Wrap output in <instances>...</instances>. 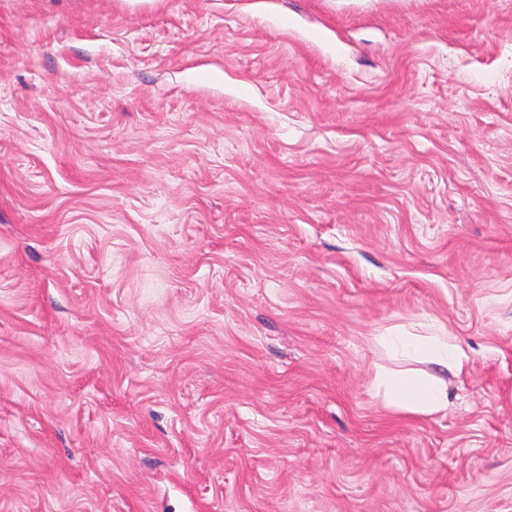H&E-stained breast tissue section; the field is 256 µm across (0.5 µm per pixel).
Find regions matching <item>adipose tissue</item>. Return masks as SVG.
<instances>
[{"label":"adipose tissue","mask_w":512,"mask_h":512,"mask_svg":"<svg viewBox=\"0 0 512 512\" xmlns=\"http://www.w3.org/2000/svg\"><path fill=\"white\" fill-rule=\"evenodd\" d=\"M385 344L402 356L464 371L469 357L448 336H388ZM376 385L387 406L401 412L433 415L446 410L451 394L442 380L411 372L396 377L377 374Z\"/></svg>","instance_id":"adipose-tissue-1"}]
</instances>
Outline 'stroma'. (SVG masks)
<instances>
[{"instance_id": "35a3bbf8", "label": "stroma", "mask_w": 512, "mask_h": 512, "mask_svg": "<svg viewBox=\"0 0 512 512\" xmlns=\"http://www.w3.org/2000/svg\"><path fill=\"white\" fill-rule=\"evenodd\" d=\"M254 2L0 0V512H512V0ZM380 340L402 356L424 359L446 369L450 364L457 373H462L469 361L450 336H380ZM376 385L386 405L401 412L433 415L446 410L452 397L441 379L411 372L396 377L377 374Z\"/></svg>"}]
</instances>
